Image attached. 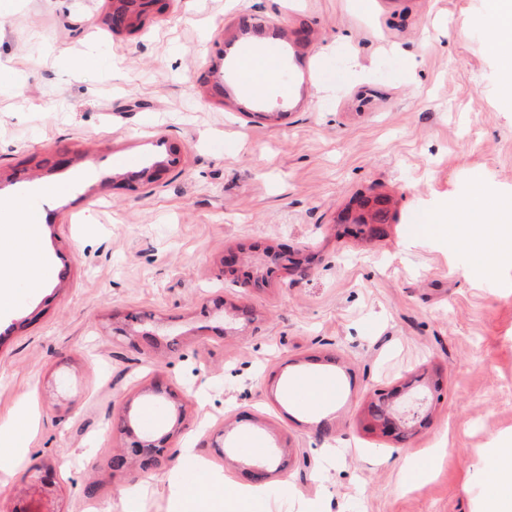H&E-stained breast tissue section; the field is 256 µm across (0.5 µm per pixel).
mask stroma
Segmentation results:
<instances>
[{"instance_id":"stroma-1","label":"stroma","mask_w":512,"mask_h":512,"mask_svg":"<svg viewBox=\"0 0 512 512\" xmlns=\"http://www.w3.org/2000/svg\"><path fill=\"white\" fill-rule=\"evenodd\" d=\"M108 9L0 0V225L42 219L45 276L0 284V422L32 417L22 461L0 454V512H170L186 448L223 512H245L235 486L271 448L294 456L259 512H483L512 441V262L489 268L512 247L461 248L438 202L478 178L512 193L488 0H166L120 34ZM249 15L270 39L238 37ZM259 58L276 75L256 99L240 71ZM361 196L387 198L383 236L340 224ZM240 248L254 274L283 249L308 271L243 286L221 267ZM131 313L128 345L112 328ZM420 374L443 387L420 390L427 426L367 431L375 390ZM323 377L333 401L293 395ZM156 381L183 418L156 410ZM126 407L172 435L133 503L108 466ZM43 462L48 488L28 476Z\"/></svg>"}]
</instances>
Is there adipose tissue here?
<instances>
[{
  "label": "adipose tissue",
  "mask_w": 512,
  "mask_h": 512,
  "mask_svg": "<svg viewBox=\"0 0 512 512\" xmlns=\"http://www.w3.org/2000/svg\"><path fill=\"white\" fill-rule=\"evenodd\" d=\"M496 25L489 36L488 46L501 61L503 79L500 95L512 102V0H491ZM441 209L451 215L461 228L460 242L468 249L477 251L483 245L486 233L512 235V202L497 198L484 183H476L466 202L444 200ZM25 251L22 258L0 261V281L21 279L31 290L44 286L41 264V227L30 223L23 227ZM180 467L190 469L196 475L191 483H174L170 486V505L173 512H185L192 503L219 498L220 482L213 477L206 461L193 450H186L179 461Z\"/></svg>",
  "instance_id": "obj_1"
}]
</instances>
